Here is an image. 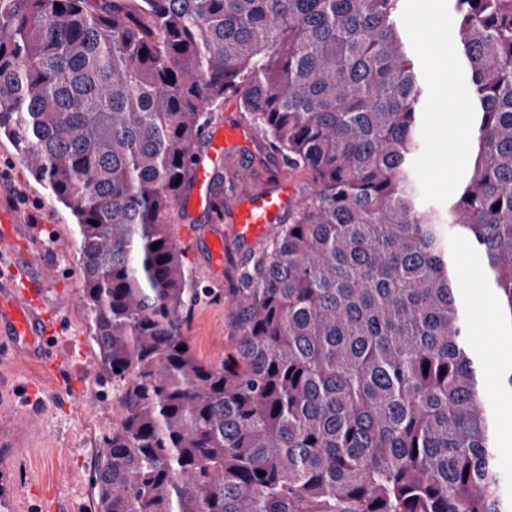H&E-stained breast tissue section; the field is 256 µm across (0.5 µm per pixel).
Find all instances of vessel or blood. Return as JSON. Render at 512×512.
I'll return each mask as SVG.
<instances>
[{"label": "vessel or blood", "mask_w": 512, "mask_h": 512, "mask_svg": "<svg viewBox=\"0 0 512 512\" xmlns=\"http://www.w3.org/2000/svg\"><path fill=\"white\" fill-rule=\"evenodd\" d=\"M252 131L241 124L217 123L204 130L202 138L211 156H223L225 148L247 141ZM192 181L182 196L179 205L182 220L187 224L198 223L208 218L214 224L223 218L215 209V193L212 176L203 163H194ZM291 198L287 179L256 187L244 192L238 201L231 221L237 226L241 239L249 240L261 230L274 226L288 209ZM15 250L12 234L0 239V318L7 320L10 331L19 341L27 345H44L47 325L38 300L43 292V278L29 273L27 265L12 262ZM22 287L21 296H14L13 287Z\"/></svg>", "instance_id": "1"}]
</instances>
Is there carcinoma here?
<instances>
[{
	"label": "carcinoma",
	"mask_w": 512,
	"mask_h": 512,
	"mask_svg": "<svg viewBox=\"0 0 512 512\" xmlns=\"http://www.w3.org/2000/svg\"><path fill=\"white\" fill-rule=\"evenodd\" d=\"M99 2L0 0V132L76 218L118 392L99 512H512L449 246L512 331V0H455L473 146L441 210L400 0ZM228 94L311 192L248 255L217 366L170 218Z\"/></svg>",
	"instance_id": "obj_1"
}]
</instances>
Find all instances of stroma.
<instances>
[{"label":"stroma","mask_w":512,"mask_h":512,"mask_svg":"<svg viewBox=\"0 0 512 512\" xmlns=\"http://www.w3.org/2000/svg\"><path fill=\"white\" fill-rule=\"evenodd\" d=\"M440 15L437 31L422 22ZM399 23L424 75L427 96L415 160L421 197L431 207L446 206L470 168L469 152L448 154L443 142L467 139L472 133L468 110L448 114L438 104L446 96L470 88V77L459 62L457 22L452 0H401ZM280 153L266 137L256 145L228 149L214 169L213 183L232 211L244 186L241 172L255 184L280 165ZM10 169L11 185L25 206L29 222L15 225L17 237L27 241L31 271L46 282L44 301L57 329L43 357L15 351L16 339L0 325V345L10 353L0 360V504L6 512H98L94 472L102 451V437L112 425V384L101 380L91 338L87 310L81 299L82 266L74 246L76 219L71 210L52 198L32 176L12 142L0 134V169ZM174 234L194 275L213 297L197 304L184 330L192 355L218 365L231 350L233 311L229 294L238 273L259 241L240 242L231 222L185 224L175 222ZM224 240V258L210 251L214 238ZM456 265L462 273L463 298L469 312L471 347L489 364H497L502 326L497 302L485 283L469 272L478 264L463 240L454 242ZM499 419V466L512 485V389L496 372L484 379Z\"/></svg>","instance_id":"1"}]
</instances>
